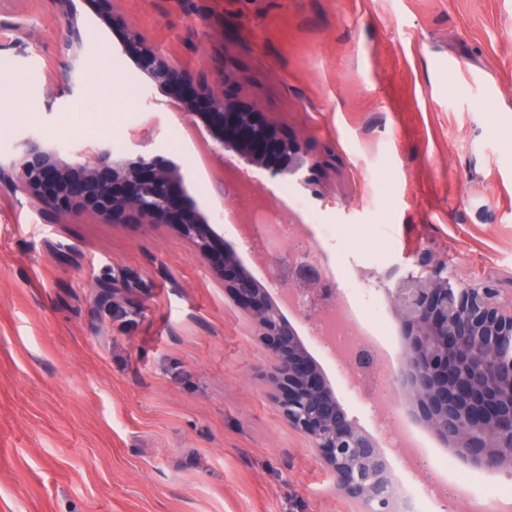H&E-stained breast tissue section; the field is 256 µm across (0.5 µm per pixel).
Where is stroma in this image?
Returning a JSON list of instances; mask_svg holds the SVG:
<instances>
[{
    "label": "stroma",
    "mask_w": 512,
    "mask_h": 512,
    "mask_svg": "<svg viewBox=\"0 0 512 512\" xmlns=\"http://www.w3.org/2000/svg\"><path fill=\"white\" fill-rule=\"evenodd\" d=\"M104 68L46 113L63 21L49 0L0 13V150L26 131L73 147L138 136L184 165L186 202L212 218L251 211L200 171L206 130L186 139L164 89L123 51L144 30L180 68L225 71L309 168L243 179L286 206L287 183L336 225L391 364L405 343L383 273L415 254L447 260L461 285L495 281L512 303V0H78ZM113 23H105V14ZM358 425L388 448L374 399L315 355ZM271 359L247 311L193 244L165 224L64 216L0 183V512H361L311 441L282 419ZM394 411L432 455L449 456L386 380Z\"/></svg>",
    "instance_id": "stroma-1"
}]
</instances>
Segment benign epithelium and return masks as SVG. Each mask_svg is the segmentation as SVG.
I'll use <instances>...</instances> for the list:
<instances>
[{
  "instance_id": "obj_1",
  "label": "benign epithelium",
  "mask_w": 512,
  "mask_h": 512,
  "mask_svg": "<svg viewBox=\"0 0 512 512\" xmlns=\"http://www.w3.org/2000/svg\"><path fill=\"white\" fill-rule=\"evenodd\" d=\"M64 20L46 111L84 88L87 35L77 24L74 0H50ZM124 51L141 63L144 83L171 91L190 125H204L205 145L219 162L216 188L224 189V153L231 152L273 178L308 166L299 140L284 138L277 126L226 91L228 77L195 79L138 28L126 30ZM139 143L118 151L102 139L74 148L29 131L0 152V179L69 214L93 213L127 224H167L190 240L219 277L224 291L256 320L258 335L272 359L269 378L274 403L288 425L308 437L336 478V489L364 512H398L391 465L376 439L361 429L337 399L285 316V298L295 283H316L308 257L291 264L278 282L277 299L227 251L213 246L206 217L183 205L184 174L161 163ZM407 341L395 381L416 397V411L444 445L471 467L512 469V308L497 304L492 281L461 286L448 266L427 253L414 268L393 266L384 273Z\"/></svg>"
}]
</instances>
